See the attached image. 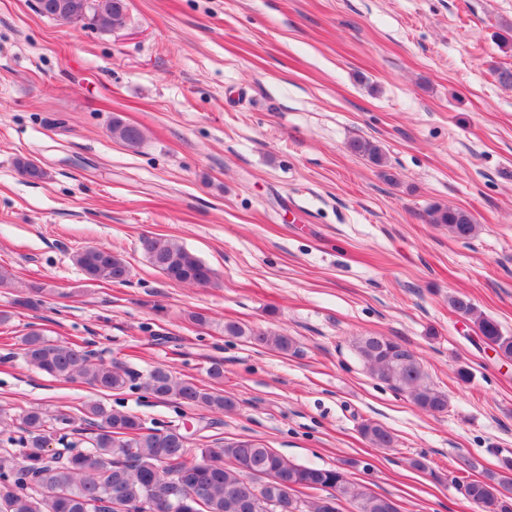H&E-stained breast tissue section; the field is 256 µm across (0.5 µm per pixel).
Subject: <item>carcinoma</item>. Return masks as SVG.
<instances>
[{"mask_svg": "<svg viewBox=\"0 0 512 512\" xmlns=\"http://www.w3.org/2000/svg\"><path fill=\"white\" fill-rule=\"evenodd\" d=\"M126 0H105L98 27L115 30L126 25ZM112 138L135 147L143 140L141 130L112 117ZM350 150L377 167L385 166L382 149L367 139H354ZM19 174L43 180L47 172L29 159L16 161ZM433 224L448 227L457 240H469L477 224L462 209L436 207ZM142 248L151 265L179 284L207 285L215 272L203 260L171 239L146 236ZM74 263L91 281L123 284L130 268L120 255L106 247L89 246L73 254ZM448 305L473 323L476 335L493 345L504 358L512 359V335L494 319L478 312L465 295L448 296ZM229 336H248L257 346L281 352L294 341L274 330H252L237 322L224 323ZM24 362L32 369L59 380H80L99 392L124 389L130 375L115 363H105L83 347L47 338L36 329L20 337ZM354 349L371 374L399 391H409L411 401L428 413L448 410V395L434 388L413 350L386 336H360ZM139 387L154 397L172 398L183 406L213 413L230 412L233 399L191 379H176L157 367ZM82 421L90 435L58 451L48 448L50 436L69 428L74 418L31 408L19 418L21 435L0 431V512H139L157 494L178 488L176 512H278L276 504L288 498L292 512H341L342 501L352 500L357 512H386L391 498L373 494L352 484L343 469L294 464L270 448L252 440L214 439L202 444L200 460L188 461L190 437L177 426L165 430L145 426L137 415L108 409L98 402L83 407ZM374 448H391L394 435L384 426L367 421L360 427ZM269 478L257 481L251 475ZM464 497L481 512H512V495L492 475L464 477L459 481ZM318 496L303 502L299 494Z\"/></svg>", "mask_w": 512, "mask_h": 512, "instance_id": "carcinoma-1", "label": "carcinoma"}]
</instances>
